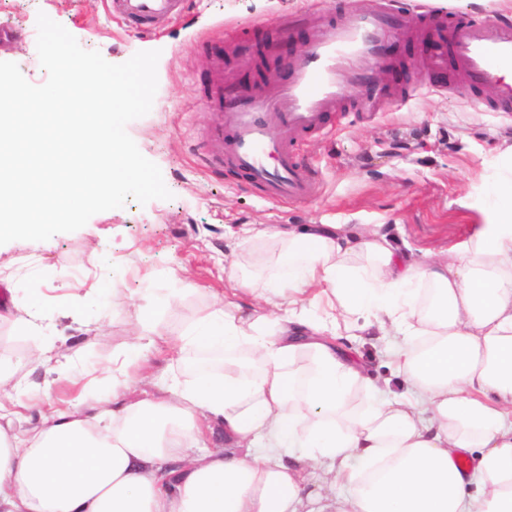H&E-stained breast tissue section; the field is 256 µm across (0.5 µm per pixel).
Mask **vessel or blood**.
<instances>
[{"mask_svg": "<svg viewBox=\"0 0 512 512\" xmlns=\"http://www.w3.org/2000/svg\"><path fill=\"white\" fill-rule=\"evenodd\" d=\"M118 17L155 22L183 16L186 0H107ZM309 25L306 54L290 61L288 81L267 73L261 86L246 90L235 82H216L215 95L224 108L208 139V151L225 167L243 173L257 194L268 201L307 202L319 186L299 155L306 133L319 130L324 117L344 109L347 87L368 81L388 60L385 41L400 32L413 38L438 35L446 49L430 58L433 70L454 65L455 95L467 98L488 86L498 89L491 111L512 114V84L503 70L512 67V22L489 24L469 17H451L425 4L409 10L403 0H365L356 12H341L325 22L320 11L309 10L281 21V28ZM414 91L382 89L360 101V112H383L405 104Z\"/></svg>", "mask_w": 512, "mask_h": 512, "instance_id": "1", "label": "vessel or blood"}]
</instances>
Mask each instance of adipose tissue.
I'll return each instance as SVG.
<instances>
[{
	"instance_id": "adipose-tissue-1",
	"label": "adipose tissue",
	"mask_w": 512,
	"mask_h": 512,
	"mask_svg": "<svg viewBox=\"0 0 512 512\" xmlns=\"http://www.w3.org/2000/svg\"><path fill=\"white\" fill-rule=\"evenodd\" d=\"M483 206L454 258L414 257L377 224L263 229L282 242L269 312L232 302L176 339L222 364L125 397L154 344L144 316L92 413L73 405L24 438L0 428V512H512V148ZM352 315L394 337L408 397L338 345Z\"/></svg>"
}]
</instances>
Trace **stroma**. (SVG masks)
<instances>
[{
	"label": "stroma",
	"mask_w": 512,
	"mask_h": 512,
	"mask_svg": "<svg viewBox=\"0 0 512 512\" xmlns=\"http://www.w3.org/2000/svg\"><path fill=\"white\" fill-rule=\"evenodd\" d=\"M441 11L487 22L512 21V0H424ZM318 0H192L187 20L144 32L142 23L112 17L106 0H0V26L15 33L0 45V61L16 63L32 84L46 82L37 50V16L61 24L87 50L120 64L136 52L157 50L158 88L151 111L127 126L140 152L157 164L173 197L94 215L73 232L42 242L0 245V361L12 371L14 390L1 401L12 408L31 383H50L51 397L25 417H13L22 435L41 417L77 402L125 349L145 310H152L155 342L132 371L136 397L158 394L177 354L171 337L207 317L219 298H232L241 284L262 287L280 248L274 240L242 238L248 224H379L400 250L422 257L465 253L483 226L478 197L489 188L494 166L512 145V119L488 110L494 93L471 101L448 95L452 71L424 65L435 55L432 39L396 34L387 43L391 69L380 72L392 88L416 95L388 112L328 115L323 132L302 145L305 162L320 182L308 202L282 205L261 199L235 175L212 166L205 144L217 107L208 99L212 66L244 84L261 81L266 66L245 46L271 38L275 56L303 55L310 31L280 30L278 21L317 6ZM238 37L230 47L225 30ZM38 290L51 316L40 337L74 354L63 372H45L27 359L30 337L18 322ZM340 342L366 364L371 377H387L394 392L405 389L389 365L390 339L350 327Z\"/></svg>",
	"instance_id": "stroma-1"
}]
</instances>
